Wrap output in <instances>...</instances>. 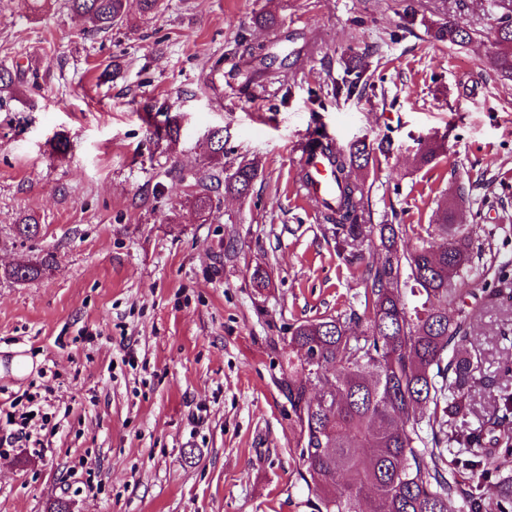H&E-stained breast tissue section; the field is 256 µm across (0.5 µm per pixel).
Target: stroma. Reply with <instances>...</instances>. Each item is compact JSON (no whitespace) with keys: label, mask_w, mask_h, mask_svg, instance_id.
Here are the masks:
<instances>
[{"label":"stroma","mask_w":512,"mask_h":512,"mask_svg":"<svg viewBox=\"0 0 512 512\" xmlns=\"http://www.w3.org/2000/svg\"><path fill=\"white\" fill-rule=\"evenodd\" d=\"M103 32L64 0H0V402L49 386L45 452L0 448V512H313L281 365L299 320L361 307L375 244L346 261L298 192L294 146L314 130L379 152L357 170L371 224L432 223L461 188L483 250L481 287L512 278V81L489 61L495 0H164ZM273 14L274 24L256 22ZM449 19L456 46L431 38ZM358 67L364 90L335 86ZM176 124L173 140L155 129ZM247 196L205 187L208 136ZM68 151L59 154L57 140ZM444 153L421 166L422 141ZM209 192L201 219L192 200ZM35 216L41 232L15 237ZM264 270L267 287L251 274ZM482 402L512 392V296L468 301ZM33 359L12 373L10 360ZM89 472H75L78 459ZM431 36L435 41L451 45H463L471 39V33L461 29L450 21L436 24L431 28ZM256 168L249 164H239L234 173L224 183V191L238 196H246L257 175ZM56 255L52 251H46L40 254L32 262L23 261L12 266L1 267L0 279L13 282L24 283L37 280L46 271L51 270L56 264Z\"/></svg>","instance_id":"obj_1"}]
</instances>
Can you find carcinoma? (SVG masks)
Wrapping results in <instances>:
<instances>
[{
	"label": "carcinoma",
	"mask_w": 512,
	"mask_h": 512,
	"mask_svg": "<svg viewBox=\"0 0 512 512\" xmlns=\"http://www.w3.org/2000/svg\"><path fill=\"white\" fill-rule=\"evenodd\" d=\"M68 9L91 28L106 31L124 22L127 0H66ZM491 39L490 62L512 79V0ZM434 40L463 45L471 33L450 21L431 28ZM312 143L326 154L336 175V199L320 205L338 244L378 238L383 255L362 281L364 311L302 320L288 328L289 353L282 369L291 411L300 432L299 473L313 498L314 512H480L472 491L442 466L448 449L464 455L481 449L486 471L508 469L512 448L496 432L512 422V393L501 394L492 412L459 438L454 420L478 395L479 365L460 347L469 341L465 296L472 288L481 254L476 228L457 219L455 206L440 204L435 223L417 233L405 251L404 224H367L364 195L355 177L375 161L364 143L343 150L320 135ZM442 145L421 144L422 166L434 162ZM256 168L240 164L224 191L249 192ZM16 237L30 240L38 222L25 216ZM56 264L52 251L32 262L0 269V279L37 280ZM454 309L455 314L448 313ZM499 512H512V474L499 478Z\"/></svg>",
	"instance_id": "cac0c4a2"
}]
</instances>
